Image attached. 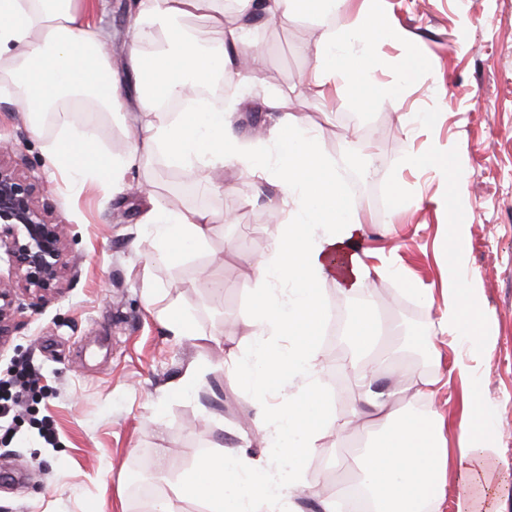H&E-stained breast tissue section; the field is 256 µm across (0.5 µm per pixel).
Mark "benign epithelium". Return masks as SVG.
<instances>
[{
    "mask_svg": "<svg viewBox=\"0 0 512 512\" xmlns=\"http://www.w3.org/2000/svg\"><path fill=\"white\" fill-rule=\"evenodd\" d=\"M37 187L16 166L0 161V249L15 274L10 285L0 283V341L11 335L21 306L42 305L58 295L72 274L67 225L53 220L38 205Z\"/></svg>",
    "mask_w": 512,
    "mask_h": 512,
    "instance_id": "benign-epithelium-1",
    "label": "benign epithelium"
}]
</instances>
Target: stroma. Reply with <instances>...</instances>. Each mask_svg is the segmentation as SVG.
Masks as SVG:
<instances>
[{
  "instance_id": "stroma-1",
  "label": "stroma",
  "mask_w": 512,
  "mask_h": 512,
  "mask_svg": "<svg viewBox=\"0 0 512 512\" xmlns=\"http://www.w3.org/2000/svg\"><path fill=\"white\" fill-rule=\"evenodd\" d=\"M132 0H106L92 20L107 37L113 77L128 105H135L125 70ZM394 25L407 33L390 43L387 60L360 91L365 106L351 98H314L306 77L315 65L318 33L310 18L260 21L249 39L260 43V78L238 87L234 131L251 144L275 117L266 101L323 128L322 150L333 163L348 206L365 210L363 246L370 265L390 257L396 275L373 278L370 306L388 321L432 340L431 352L400 353L389 336L375 358L388 359L385 381L405 373L447 375L456 359L474 367L488 402L482 437L499 450V466L512 474V0H387ZM422 67L402 77L406 59ZM396 85L400 110L377 101L373 88ZM75 122L91 121L97 141L112 154L126 149L133 113L107 114L84 103ZM429 118L413 132L403 130L400 112ZM57 133L46 121L34 134L13 97L0 95V141L15 145L22 171L38 187V201L52 217L71 224L68 250L77 264L62 293L17 318L0 345V380L30 365L37 382L23 409L0 421V512H150L171 493L179 473L203 455L224 449L247 452L269 463L275 450L267 439L280 403L234 382L222 362L246 354L252 338L241 322L251 311L252 263L274 229L267 205L276 187L236 167L224 170L220 193L191 189L177 199L182 168L155 155L148 171L155 198L140 191V172L123 184L69 180L52 167L45 148ZM450 148L448 164L460 185L440 171L411 165L430 144ZM405 206L395 209L396 187ZM161 210L206 209L226 215L206 243L171 265L149 262L145 229L149 206ZM465 227L466 279L479 288L478 311L487 313L488 347L442 334L441 288L448 276L446 245L454 225ZM417 287L406 293L404 284ZM191 315L192 336H174L146 307L149 285ZM316 371L336 403L338 419L359 407L358 390L327 333L317 339ZM203 369L193 393L175 386L192 368ZM52 427L47 444L43 427ZM371 423L367 433L376 432ZM367 433L344 447L325 434L306 464V485L293 500L296 512H323L339 482L355 477L356 456Z\"/></svg>"
}]
</instances>
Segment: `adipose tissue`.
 <instances>
[{
	"label": "adipose tissue",
	"mask_w": 512,
	"mask_h": 512,
	"mask_svg": "<svg viewBox=\"0 0 512 512\" xmlns=\"http://www.w3.org/2000/svg\"><path fill=\"white\" fill-rule=\"evenodd\" d=\"M228 13L236 26L224 41L197 43L180 25L195 18L220 29ZM86 15L87 0H0V81L13 87L34 131L55 118L59 134L46 150L53 165L81 182H118L130 162L142 166L160 153L194 174L205 191H222L212 174L229 165L271 178L279 187L271 201L277 231L253 263V308L244 320L252 348L229 364L236 381L249 388L276 393L295 383L276 416L277 459L262 470L244 455H205L181 474L153 512H179L187 497L208 512H289L322 436L347 430L321 390L317 337L327 319L323 284L331 280L354 294L365 292L372 278L358 252L367 217L347 206L336 169L324 157L321 131L281 112L267 140L245 148L232 127V107L214 108L207 92L221 80L254 82L264 52L240 43L246 26L259 17L316 18L320 36L308 83L319 98L330 87L340 96L359 91L382 64L384 45L404 41L406 34L383 12L355 8L354 0H135L126 55L141 117L129 131L124 155L116 156L98 147L92 123L72 122L60 108L64 100L86 97L102 112L126 109L104 34ZM333 15L341 16L339 27H331ZM224 221L209 210H148L150 262H174L203 245L212 226ZM465 264L463 245H455L448 253L451 273L439 319L441 331L451 336H479L485 325L473 310L477 291L462 276ZM377 325L368 306L355 308L349 331L354 354L346 362L362 397L372 401L386 426L358 459V484L372 512H422L426 505L437 512L450 469L456 512H501L493 490L503 475L497 448L480 437L487 413L472 366L457 361L450 368L463 389L458 450L452 453L443 437L446 422L436 411H392L374 390L375 372L364 369L359 356L370 347Z\"/></svg>",
	"instance_id": "adipose-tissue-1"
}]
</instances>
